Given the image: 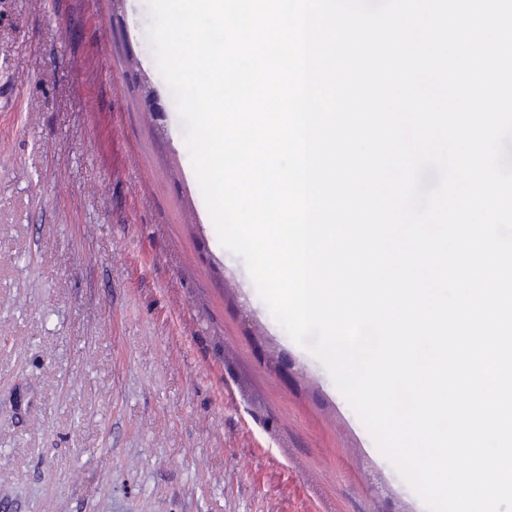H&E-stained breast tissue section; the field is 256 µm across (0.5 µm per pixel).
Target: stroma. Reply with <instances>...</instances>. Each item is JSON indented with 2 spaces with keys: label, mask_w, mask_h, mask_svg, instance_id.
<instances>
[{
  "label": "stroma",
  "mask_w": 512,
  "mask_h": 512,
  "mask_svg": "<svg viewBox=\"0 0 512 512\" xmlns=\"http://www.w3.org/2000/svg\"><path fill=\"white\" fill-rule=\"evenodd\" d=\"M149 25L0 0V512H427L220 244Z\"/></svg>",
  "instance_id": "obj_1"
}]
</instances>
